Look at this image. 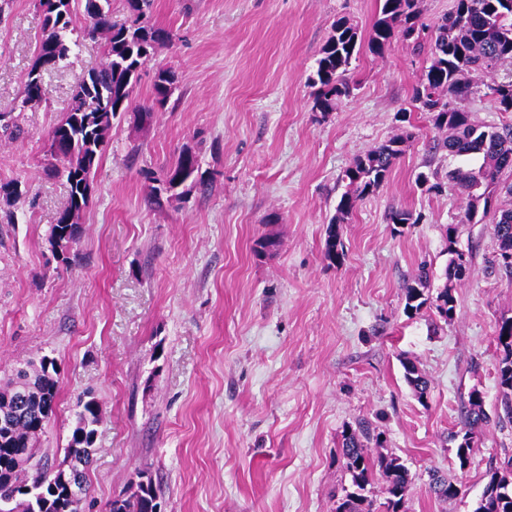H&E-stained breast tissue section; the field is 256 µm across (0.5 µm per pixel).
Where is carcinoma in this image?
I'll return each mask as SVG.
<instances>
[{
    "instance_id": "carcinoma-1",
    "label": "carcinoma",
    "mask_w": 512,
    "mask_h": 512,
    "mask_svg": "<svg viewBox=\"0 0 512 512\" xmlns=\"http://www.w3.org/2000/svg\"><path fill=\"white\" fill-rule=\"evenodd\" d=\"M64 11L52 9L51 0H38L44 26L37 52L23 87L22 106L45 100L43 75L62 68L69 59L67 33L74 18L83 13L89 21L87 33L102 40L103 62L75 87L67 112L49 136V153L62 164L69 186L68 199L59 211L56 223L49 227L48 238L60 247L61 262L69 266L70 251L78 239L80 218L90 202V184L94 165L107 145L112 120L130 110L138 72L150 58L156 45L171 38L168 30L145 20L152 0H127L133 16L129 23L111 22V0H59ZM419 0H383L380 17L368 40L370 51L380 53L394 38L423 46V26L418 24ZM362 48L357 27L341 18L321 49L316 61L313 83L318 85L314 109L332 112L341 98L349 95L347 74L351 61ZM509 68L504 75L499 70ZM485 83L501 112H512V0H453L451 9L441 17L430 38L429 65L422 75V87L414 89L413 100L422 101L420 109L430 115L435 128L446 132L438 146L452 157L481 159L478 167H457L448 172V181L469 201L467 220L477 214L483 203L482 217L493 224L497 244L495 264L512 280V205L498 202L497 191L512 196V125H480L457 102L478 92L476 77ZM177 77L160 69L153 83L154 103L164 106L171 97ZM23 134L21 126L0 112V137L15 140ZM411 134L396 135L384 144L359 156L346 169L340 181L347 190L336 205V216L327 228L324 257L337 263L343 259V247L336 224L354 210L360 198L377 190L386 180L396 160L403 154ZM198 157L190 150L178 156L161 180L150 187V199L157 203L164 189L172 188L176 179L190 178L198 170ZM457 228L448 226V263L444 287L436 297L430 296L431 275L427 265L419 267L413 284L406 288L405 313L418 315L433 308L448 322L456 310L453 284L469 277L472 255L456 247ZM500 352L497 369L501 389V410L490 416L481 392H470L460 429L451 434L456 442L455 456L459 467L470 460L476 438L491 423H512V318H503L496 330ZM404 378L415 395L422 399L429 380L417 366L402 363ZM59 395L58 370L47 356L39 363H26L14 376L0 378V512H85L86 497L78 496L69 479L76 465L85 468L93 461L98 427L103 416L98 402L91 398L77 403L73 427L63 460L55 467L39 457V439L55 415ZM374 440L364 423L348 428L342 435L341 459L351 475L347 492L336 512H371L373 476L381 470L386 476V512H408L407 492L411 483L409 470L391 455L369 453ZM430 491L440 500L457 498L461 489L448 477L433 472ZM106 512H160L152 479L137 484L129 498H117ZM474 512H512V459L500 469L489 471Z\"/></svg>"
}]
</instances>
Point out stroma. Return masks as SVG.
I'll return each mask as SVG.
<instances>
[{
	"label": "stroma",
	"mask_w": 512,
	"mask_h": 512,
	"mask_svg": "<svg viewBox=\"0 0 512 512\" xmlns=\"http://www.w3.org/2000/svg\"><path fill=\"white\" fill-rule=\"evenodd\" d=\"M379 0H153L151 23L172 39L141 69L133 111L115 119L92 173V198L70 266L47 230L68 196L46 169L47 141L79 81L102 63L99 38L74 21L70 66L45 74L46 100L20 108L41 33L38 0H0V112L24 133L0 141V372L49 356L59 367L55 418L41 453L61 462L79 397L103 409L87 471L91 512L152 476L162 512H336L350 489L342 434L358 423L399 457L412 483L409 512H473L490 469L512 456V425H490L467 467L448 435L472 389L486 410L501 399L496 327L512 317V280L492 260V226L465 221L467 200L445 180L478 167L438 149L413 90L428 49L393 40L362 51L352 95L313 107L310 78L341 18L369 32ZM179 83L152 105L158 69ZM150 106L149 121L134 110ZM411 138L389 178L336 230L345 256L323 242L345 190L342 172L402 132ZM189 149L199 179L157 207L148 191ZM437 171L439 187L418 182ZM411 224H394V209ZM471 252L451 321L410 318L405 288L429 265L439 292L449 225ZM276 245L260 251L258 242ZM413 361L430 380L417 399L403 377ZM461 488L437 500L428 471Z\"/></svg>",
	"instance_id": "obj_1"
}]
</instances>
